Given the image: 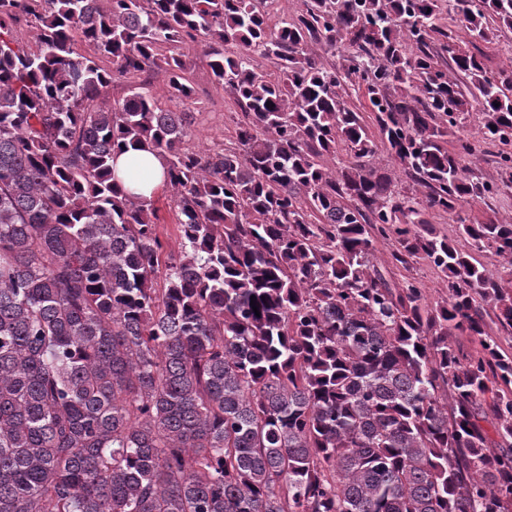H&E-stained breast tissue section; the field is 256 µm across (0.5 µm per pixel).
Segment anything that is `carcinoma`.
I'll list each match as a JSON object with an SVG mask.
<instances>
[{
  "mask_svg": "<svg viewBox=\"0 0 512 512\" xmlns=\"http://www.w3.org/2000/svg\"><path fill=\"white\" fill-rule=\"evenodd\" d=\"M99 2L0 0V512H512V351L485 322L512 329V222L458 217L463 251L426 218L512 190V64L444 22L493 43L512 0H303L274 26L267 0ZM197 35L236 150L183 147L191 113L145 83L102 99L115 71L191 99ZM475 102L481 140L448 149ZM116 148L162 160L180 255ZM391 238L436 301L373 264ZM393 241L379 240L375 244V252L373 262L378 267H389L394 272V278L401 281L404 278L413 279L419 288H422L423 294L427 300H435L441 294L440 278L436 270L425 260H420L414 268L407 272L403 269H395L392 267L390 253L393 249Z\"/></svg>",
  "mask_w": 512,
  "mask_h": 512,
  "instance_id": "obj_1",
  "label": "carcinoma"
}]
</instances>
